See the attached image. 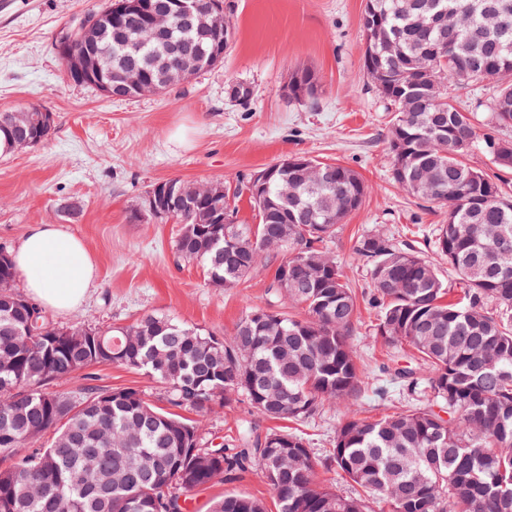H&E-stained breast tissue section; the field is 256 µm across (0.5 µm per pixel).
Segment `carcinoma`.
<instances>
[{
    "label": "carcinoma",
    "instance_id": "cac0c4a2",
    "mask_svg": "<svg viewBox=\"0 0 512 512\" xmlns=\"http://www.w3.org/2000/svg\"><path fill=\"white\" fill-rule=\"evenodd\" d=\"M139 12L125 0L93 13L105 21L98 55L121 72L128 54L146 65L145 81L165 87L155 64V38L146 13L169 0H142ZM451 9L441 29L424 33L417 11L404 0H366L365 47L381 52L363 68L378 94L395 107L388 144L392 178L412 196L448 208L437 247L458 276L457 297L445 299L436 268L410 248L370 234L356 254L370 265V288L380 309L376 335L406 345L427 365L428 377L386 363L369 373L353 351L356 301L336 260L323 245L336 225L359 208L367 186L352 169L332 164L319 180L277 162L261 200L250 195L256 224L238 225L231 240L221 225L196 224L174 210L165 219L186 224L174 242L184 262L203 263L215 288H233L279 246L270 266L268 308H251L229 339L204 335L172 319L146 314L107 328L59 327L16 289L11 255L0 248V512H184V496L226 476L260 471L278 512H512V0H423ZM508 10V25L494 29L488 15ZM172 41L192 42L201 64L224 61L234 38L227 21L206 33L172 22ZM454 46L447 60L428 62V99L404 100L397 89L418 82L407 64L431 46ZM493 84L486 104L489 132L480 135L472 113L448 100L447 88ZM52 125L15 132L0 129V153L44 140ZM481 143L496 172L465 162ZM251 180L214 201L237 220L236 199ZM288 273V291L276 280ZM302 307L297 317L276 309ZM116 364L143 370L162 385L156 406L138 389L77 392L47 388L52 382ZM383 398L389 386L422 387L448 405V419L413 406L378 419L345 418L333 448L313 455L304 438L272 430L252 440L236 428L231 446L205 448L196 422L176 410L207 413L237 392L257 413L273 420L310 418L326 403L350 400L365 384ZM55 431L51 444L33 443ZM336 469L363 494L346 496L322 483L319 469ZM209 512H267L263 500L229 492Z\"/></svg>",
    "mask_w": 512,
    "mask_h": 512
}]
</instances>
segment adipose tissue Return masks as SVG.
<instances>
[{
  "mask_svg": "<svg viewBox=\"0 0 512 512\" xmlns=\"http://www.w3.org/2000/svg\"><path fill=\"white\" fill-rule=\"evenodd\" d=\"M12 257L30 296L59 313L79 307L94 281L91 253L55 224L29 225Z\"/></svg>",
  "mask_w": 512,
  "mask_h": 512,
  "instance_id": "adipose-tissue-1",
  "label": "adipose tissue"
}]
</instances>
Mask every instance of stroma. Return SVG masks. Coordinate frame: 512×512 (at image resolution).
<instances>
[{"label": "stroma", "instance_id": "stroma-1", "mask_svg": "<svg viewBox=\"0 0 512 512\" xmlns=\"http://www.w3.org/2000/svg\"><path fill=\"white\" fill-rule=\"evenodd\" d=\"M228 2L237 34L222 63L169 91L129 99L73 83L56 50L66 26L108 0H7L0 6V112L34 106L54 120L41 143L0 155V247L14 250L32 224L61 225L84 242L96 280L77 310L53 314L59 325L118 326L157 314L224 338L247 308L264 306V269L235 287H210L202 266L176 264L177 224L138 217L146 191L170 178L232 188L242 176L294 154L341 164L367 186L360 208L344 218L328 245L356 295L353 341L361 364L369 370L389 360L420 367L416 353L375 340L370 272L354 245L363 235L390 236L454 286L456 276L435 243L448 213L422 209L391 179L387 135L394 111L363 70L366 0ZM302 66L320 77L318 108L286 92ZM238 82L255 90L249 109L228 98ZM95 377L101 388L135 387L159 399L157 382L145 372L103 365ZM402 405L398 397L381 400L367 389L312 418L283 424L257 415L236 394L201 416L200 425L210 447L225 444L242 423L261 434L283 427L304 436L322 457L348 413L373 419ZM232 491L272 499L265 479L251 470L192 492L189 512H208L214 498Z\"/></svg>", "mask_w": 512, "mask_h": 512}]
</instances>
